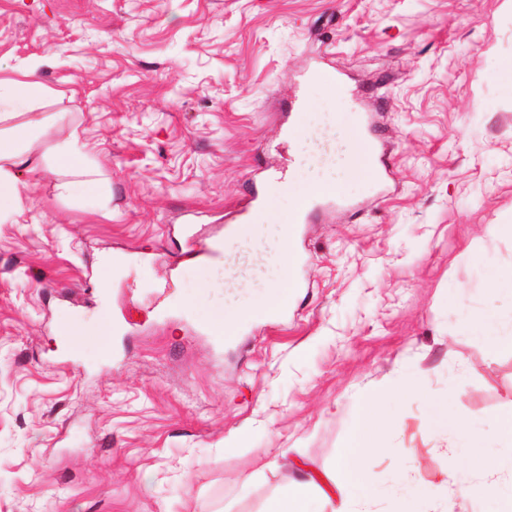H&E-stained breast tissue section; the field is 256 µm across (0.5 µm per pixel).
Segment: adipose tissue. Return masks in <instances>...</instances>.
<instances>
[{
  "mask_svg": "<svg viewBox=\"0 0 512 512\" xmlns=\"http://www.w3.org/2000/svg\"><path fill=\"white\" fill-rule=\"evenodd\" d=\"M42 87L27 80L0 79V223L12 221L20 199L17 180L20 170L30 168L33 138L27 126L16 124V117L32 111L39 103ZM336 124L339 151L335 163L320 164L317 156H310L311 165L322 168L321 175L309 179L305 189L294 191L296 202L307 200L310 191L342 193L347 175L363 168L361 159L370 150L367 138L356 130L341 129L342 115L329 113ZM386 424L383 415L370 411L362 404L353 421L350 438L338 462L339 482L344 505L364 502L371 497V457L376 451L375 440Z\"/></svg>",
  "mask_w": 512,
  "mask_h": 512,
  "instance_id": "1",
  "label": "adipose tissue"
}]
</instances>
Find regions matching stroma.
Instances as JSON below:
<instances>
[{
	"mask_svg": "<svg viewBox=\"0 0 512 512\" xmlns=\"http://www.w3.org/2000/svg\"><path fill=\"white\" fill-rule=\"evenodd\" d=\"M320 62L345 117L375 124L386 187L348 178L346 208L304 228L286 317L224 341L205 322L224 280L188 239L272 176L306 179L280 128L295 97L327 104L293 81ZM509 62L512 0H0V78L45 91L0 223V512H264L287 487L336 512L351 419L399 383L364 512H448L446 483L502 512L512 471L473 460L506 456L512 408V350L476 326L491 308L512 335V294L489 284L512 270ZM74 129L71 168L53 147ZM106 253L124 264L102 288Z\"/></svg>",
	"mask_w": 512,
	"mask_h": 512,
	"instance_id": "1",
	"label": "stroma"
}]
</instances>
